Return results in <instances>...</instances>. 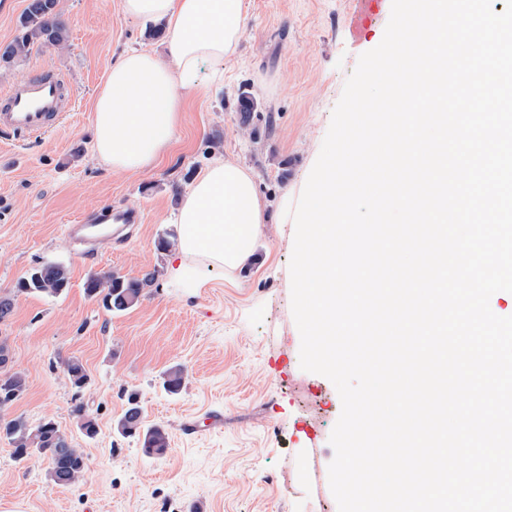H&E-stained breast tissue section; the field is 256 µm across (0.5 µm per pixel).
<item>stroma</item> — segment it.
Listing matches in <instances>:
<instances>
[{
	"mask_svg": "<svg viewBox=\"0 0 512 512\" xmlns=\"http://www.w3.org/2000/svg\"><path fill=\"white\" fill-rule=\"evenodd\" d=\"M120 2L58 0L67 43L0 67V92L46 69L73 92L57 130L29 140L0 134V296L14 299L0 344L27 382L6 415L53 420L87 465L76 483L52 484L46 457L16 462L1 434L0 512H338L329 439L342 403L328 378L300 367L294 225L266 224L246 268H202L190 289L169 279L171 253L157 241L176 239L184 195L220 158L254 171L272 218L285 193L301 195L345 82L381 42L391 7L359 31L350 0H247L249 24L223 88L188 102L154 167L115 172L94 158L95 95L122 50L160 53L165 42ZM245 88L259 104L247 127L237 110ZM106 206L138 211L143 223L125 245L100 240L89 264L65 228ZM44 263L68 269V292L19 293V281ZM108 272L154 279L134 306L109 312L84 292L89 275ZM70 360L87 371L82 389L66 373ZM172 368L184 373L175 394L164 387ZM132 394L144 424L167 432L166 454L145 455L140 440L118 432ZM85 416L97 424L95 437L80 430Z\"/></svg>",
	"mask_w": 512,
	"mask_h": 512,
	"instance_id": "obj_1",
	"label": "stroma"
}]
</instances>
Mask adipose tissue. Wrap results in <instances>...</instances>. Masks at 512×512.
I'll return each instance as SVG.
<instances>
[{"label":"adipose tissue","instance_id":"adipose-tissue-1","mask_svg":"<svg viewBox=\"0 0 512 512\" xmlns=\"http://www.w3.org/2000/svg\"><path fill=\"white\" fill-rule=\"evenodd\" d=\"M124 15L145 24L163 23V53L122 52L95 97L94 155L115 171H141L171 145L186 98L206 99L224 78L247 27L245 0H121ZM209 64L210 79L199 77ZM268 222L252 170L219 159L186 193L177 216L176 265L170 276L196 285V268L232 273L252 259Z\"/></svg>","mask_w":512,"mask_h":512}]
</instances>
